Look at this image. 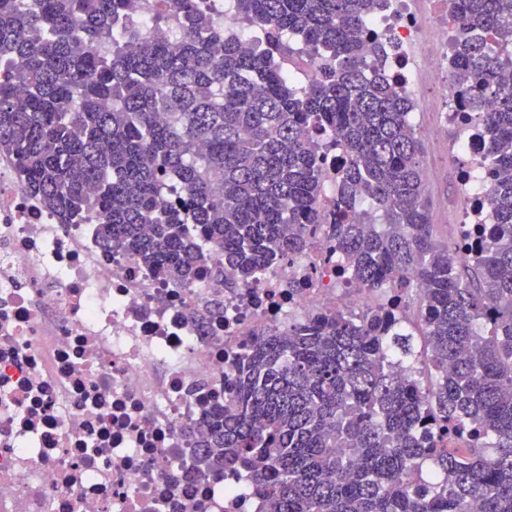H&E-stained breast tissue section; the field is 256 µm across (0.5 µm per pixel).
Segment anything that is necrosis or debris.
I'll use <instances>...</instances> for the list:
<instances>
[{
  "label": "necrosis or debris",
  "instance_id": "obj_1",
  "mask_svg": "<svg viewBox=\"0 0 512 512\" xmlns=\"http://www.w3.org/2000/svg\"><path fill=\"white\" fill-rule=\"evenodd\" d=\"M225 39L252 47L234 0H207ZM370 32L397 43L384 73L411 97L448 89V0H392ZM449 159L481 168L475 126L443 100ZM328 226L255 282L163 283L136 255L110 253L93 225L62 224L0 152V512H258L242 479L193 465L191 438L222 404L255 336L375 302L339 276Z\"/></svg>",
  "mask_w": 512,
  "mask_h": 512
}]
</instances>
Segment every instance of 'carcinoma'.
I'll use <instances>...</instances> for the list:
<instances>
[{
    "label": "carcinoma",
    "mask_w": 512,
    "mask_h": 512,
    "mask_svg": "<svg viewBox=\"0 0 512 512\" xmlns=\"http://www.w3.org/2000/svg\"><path fill=\"white\" fill-rule=\"evenodd\" d=\"M127 2L0 0V151L27 189L174 286L217 248L213 275L238 287L325 222L313 141L329 131L346 154L336 252L384 298L257 334L199 466L246 477L262 512H512V0H448L450 91L493 177L494 227L462 264L459 240L433 237L415 102L367 71L397 49L367 29L386 0H235L265 40L220 51L204 0H167L175 46L141 34ZM295 39L324 56L303 91L274 62ZM414 319L433 387L394 371Z\"/></svg>",
    "instance_id": "carcinoma-1"
}]
</instances>
